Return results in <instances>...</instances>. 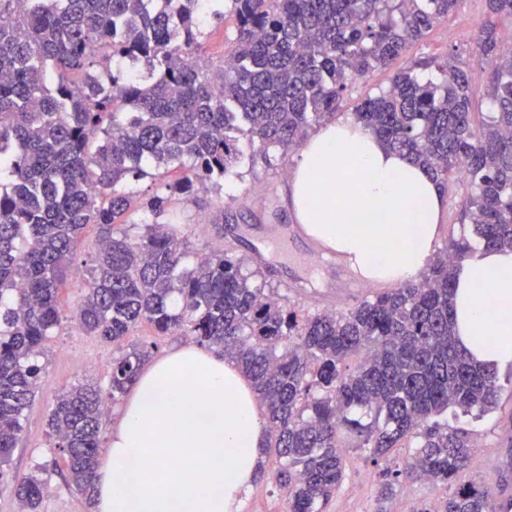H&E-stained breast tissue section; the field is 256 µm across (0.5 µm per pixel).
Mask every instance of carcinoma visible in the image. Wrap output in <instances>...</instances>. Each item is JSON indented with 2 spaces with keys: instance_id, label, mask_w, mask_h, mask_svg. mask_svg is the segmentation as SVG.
Here are the masks:
<instances>
[{
  "instance_id": "carcinoma-1",
  "label": "carcinoma",
  "mask_w": 512,
  "mask_h": 512,
  "mask_svg": "<svg viewBox=\"0 0 512 512\" xmlns=\"http://www.w3.org/2000/svg\"><path fill=\"white\" fill-rule=\"evenodd\" d=\"M459 0H0V481L44 373V343L63 319L60 291L83 232L95 264L75 315L119 343L148 323L236 363L265 406V452L287 512H328L345 473L344 440L380 465L377 501L405 480L455 484L424 512H512V482L466 481L475 434L495 406L498 372L455 343L454 268L474 250L449 242L417 281L344 310L304 313L265 287L232 247L187 263L162 221L172 199L219 190L256 154L285 158L312 123L337 112L350 84L400 58ZM234 17L236 38L208 53L203 12ZM492 25L477 53L493 64V107L473 126L472 67L440 65V83L394 73L353 110L437 184L465 168L464 217L476 243L512 249V53ZM160 181L140 202L139 186ZM155 344L113 360L109 396L135 384ZM359 359L354 369L347 360ZM105 406L79 385L49 408L67 476L92 504ZM21 512H39L46 481L13 477Z\"/></svg>"
}]
</instances>
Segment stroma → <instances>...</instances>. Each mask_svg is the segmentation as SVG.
I'll list each match as a JSON object with an SVG mask.
<instances>
[{
    "label": "stroma",
    "instance_id": "obj_1",
    "mask_svg": "<svg viewBox=\"0 0 512 512\" xmlns=\"http://www.w3.org/2000/svg\"><path fill=\"white\" fill-rule=\"evenodd\" d=\"M486 19L484 0H459L447 19L412 43L393 66L375 71L370 78L350 85L338 111L339 117L351 119L354 106L366 95L387 88L395 70L421 60H433L437 64L473 63L476 70L475 110L477 114H485L489 106L492 66L478 61L474 40ZM295 162L292 156L276 157L268 164L260 161L254 167L242 168L239 177L225 181L222 192H202L188 202L173 200L172 212L192 251L202 254L222 248L221 234L231 227L239 235L235 243L236 255L250 258L255 254V243L264 235V225L294 223L288 203V178ZM467 192L464 179L455 177L449 181L445 190L448 202L441 215L437 248H444L450 239L463 234L462 201ZM94 241V232H87L69 272L63 293L67 311H75L83 300L87 269L95 255ZM267 262L271 269L269 278L275 287H284L289 281H312L313 287L308 293L290 295L304 311L345 309L354 303L344 292L325 288L326 272L321 260H314L309 267L296 261L287 265L279 255L273 254ZM151 341L157 342L156 354L163 357L187 344L188 339L178 335L155 336L152 328L145 324L121 343L112 344L66 323L46 341L43 358L46 374L26 413L24 433L7 465L13 476L28 474L38 465L49 467L50 491L43 499L40 512H87L82 495L65 479L64 456L56 448L47 426L49 407L63 390L78 384L94 383L101 389H108L113 359L131 347ZM473 428L478 434L477 446L465 476L477 482L496 480L503 459L512 452V384L503 386L495 409L474 422ZM379 481L377 467L364 461L360 452L348 451L344 480L329 504V512H374ZM450 492V486L443 483H410L387 502L386 509L387 512H420L424 505L444 499ZM285 508L283 496L276 491L270 478L264 476L241 493L238 512H284Z\"/></svg>",
    "mask_w": 512,
    "mask_h": 512
}]
</instances>
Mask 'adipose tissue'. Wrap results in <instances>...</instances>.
<instances>
[{
	"label": "adipose tissue",
	"instance_id": "1",
	"mask_svg": "<svg viewBox=\"0 0 512 512\" xmlns=\"http://www.w3.org/2000/svg\"><path fill=\"white\" fill-rule=\"evenodd\" d=\"M354 197L356 211L327 206ZM290 202L304 231L365 279L415 280L435 254L443 195L421 167L350 121L300 150ZM458 347L512 367V250L481 249L455 269ZM263 424L237 367L186 345L138 377L96 473L94 512H236L252 481Z\"/></svg>",
	"mask_w": 512,
	"mask_h": 512
}]
</instances>
